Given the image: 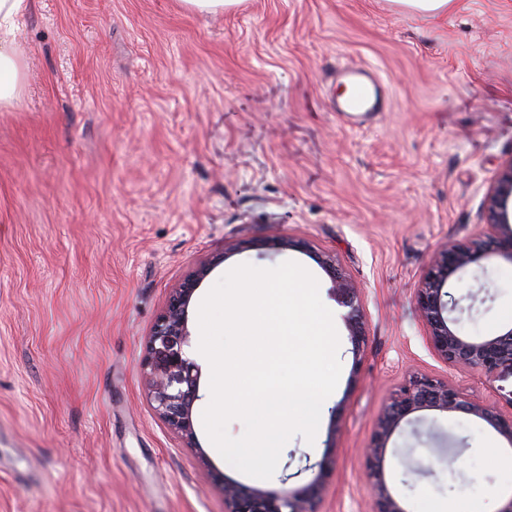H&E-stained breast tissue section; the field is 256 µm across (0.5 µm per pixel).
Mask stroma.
Here are the masks:
<instances>
[{
  "label": "stroma",
  "mask_w": 512,
  "mask_h": 512,
  "mask_svg": "<svg viewBox=\"0 0 512 512\" xmlns=\"http://www.w3.org/2000/svg\"><path fill=\"white\" fill-rule=\"evenodd\" d=\"M18 42L23 98L0 112V512H224L219 477L300 488L331 448L316 512H368L363 450L411 375L502 404L498 382L432 354L414 293L442 241L477 231L512 158V0H459L438 23L390 0H243L221 16L179 0H31ZM351 64L374 69L383 111H334ZM274 231L311 252L251 248ZM319 251L362 291L361 351ZM219 254L195 300L237 265L293 260L339 336L314 441L293 436L262 482L207 437L197 320L199 449L155 416L140 368L172 289ZM446 289L475 297L466 334L512 327V262L490 257ZM384 471L406 512L512 500V442L475 417L415 412Z\"/></svg>",
  "instance_id": "1"
}]
</instances>
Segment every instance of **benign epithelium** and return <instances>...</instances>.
Segmentation results:
<instances>
[{
    "instance_id": "obj_1",
    "label": "benign epithelium",
    "mask_w": 512,
    "mask_h": 512,
    "mask_svg": "<svg viewBox=\"0 0 512 512\" xmlns=\"http://www.w3.org/2000/svg\"><path fill=\"white\" fill-rule=\"evenodd\" d=\"M483 208L486 222L472 237L450 238L438 246L420 288L415 291V303L425 341L448 369L506 380L512 379V327L483 339L463 335L458 320L443 315L442 290L451 276L491 255H501L512 262V157L502 164L488 187ZM260 245L274 250L309 249L304 242L280 236H270L260 241ZM238 249L236 244L224 246V253L200 264L173 290L154 325L142 363L157 417L184 447L198 451L206 467L209 462L198 444L193 422L201 370L187 352L189 308L211 270ZM318 260L331 280L337 304L344 309L343 320L358 353L365 339L361 289L336 268L330 256H320ZM422 409L475 416L512 442V415L507 417L495 406L468 398L446 378L413 375L391 395L365 448L370 512H406L387 484L383 461L399 423ZM335 463L336 456H324L318 463L319 477L311 484L281 491L246 487L224 477L221 480L224 512H314L322 477L333 470Z\"/></svg>"
}]
</instances>
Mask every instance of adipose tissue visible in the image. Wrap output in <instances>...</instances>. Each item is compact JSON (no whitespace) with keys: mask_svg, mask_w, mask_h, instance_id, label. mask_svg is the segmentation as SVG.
Segmentation results:
<instances>
[{"mask_svg":"<svg viewBox=\"0 0 512 512\" xmlns=\"http://www.w3.org/2000/svg\"><path fill=\"white\" fill-rule=\"evenodd\" d=\"M30 9V0H0V111L21 100L25 85V64L17 52L21 24Z\"/></svg>","mask_w":512,"mask_h":512,"instance_id":"1","label":"adipose tissue"}]
</instances>
